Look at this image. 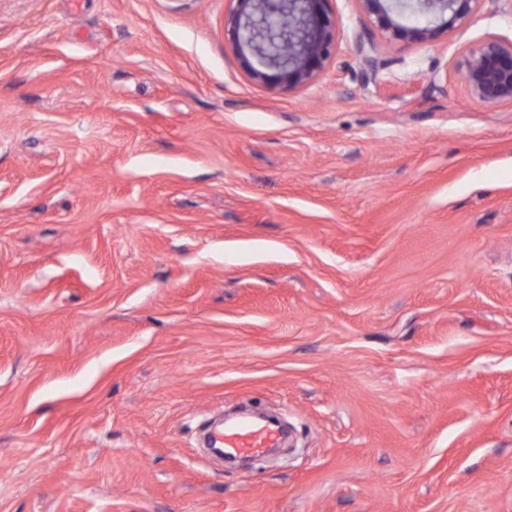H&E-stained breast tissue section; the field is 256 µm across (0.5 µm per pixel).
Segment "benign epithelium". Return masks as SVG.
<instances>
[{
    "mask_svg": "<svg viewBox=\"0 0 512 512\" xmlns=\"http://www.w3.org/2000/svg\"><path fill=\"white\" fill-rule=\"evenodd\" d=\"M225 20L240 66L256 82L274 77L295 87L308 82L335 48L329 0H234ZM477 0H360L384 35L408 43L434 40L435 18L464 20ZM288 18L284 27L280 19ZM459 69L469 96L479 102L512 105V43L488 37L468 48Z\"/></svg>",
    "mask_w": 512,
    "mask_h": 512,
    "instance_id": "1",
    "label": "benign epithelium"
}]
</instances>
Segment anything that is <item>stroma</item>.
<instances>
[{"label":"stroma","mask_w":512,"mask_h":512,"mask_svg":"<svg viewBox=\"0 0 512 512\" xmlns=\"http://www.w3.org/2000/svg\"><path fill=\"white\" fill-rule=\"evenodd\" d=\"M230 0H0V512H512V106L330 0L252 82ZM273 409L292 450L214 464Z\"/></svg>","instance_id":"stroma-1"}]
</instances>
